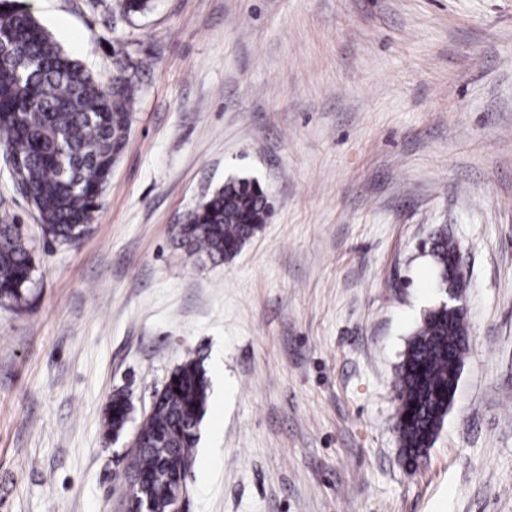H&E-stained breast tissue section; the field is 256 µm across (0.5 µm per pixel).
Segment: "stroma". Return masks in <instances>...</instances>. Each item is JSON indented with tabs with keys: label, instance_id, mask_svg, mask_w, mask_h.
Returning <instances> with one entry per match:
<instances>
[{
	"label": "stroma",
	"instance_id": "obj_1",
	"mask_svg": "<svg viewBox=\"0 0 512 512\" xmlns=\"http://www.w3.org/2000/svg\"><path fill=\"white\" fill-rule=\"evenodd\" d=\"M111 77L142 63L101 207L43 238L0 159V222L35 262L0 305V512H122L136 412L197 360L209 381L184 512H512V0H21ZM271 213L232 259L178 226L228 178ZM464 268L470 348L432 448L405 465L398 367ZM133 412V401L130 396L125 392L113 393L107 404L104 420L105 436L112 437V440L117 439L119 436L114 435L123 431L126 422ZM128 420V421H127Z\"/></svg>",
	"mask_w": 512,
	"mask_h": 512
}]
</instances>
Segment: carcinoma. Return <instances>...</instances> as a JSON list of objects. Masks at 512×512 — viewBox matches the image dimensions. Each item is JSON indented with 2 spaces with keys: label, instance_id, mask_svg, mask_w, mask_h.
Wrapping results in <instances>:
<instances>
[{
  "label": "carcinoma",
  "instance_id": "cac0c4a2",
  "mask_svg": "<svg viewBox=\"0 0 512 512\" xmlns=\"http://www.w3.org/2000/svg\"><path fill=\"white\" fill-rule=\"evenodd\" d=\"M130 17L151 8V0H120ZM0 151L21 157V180L41 220L44 238L75 243L100 208L112 165L125 147L138 92L140 65L118 60L107 80L91 75L64 52L38 19L15 3L0 4ZM268 215L262 186L238 178L206 197L186 218L179 235L189 253L214 262L234 257ZM430 248L439 271L456 248L438 228ZM34 261L20 224H0V304L27 302ZM469 346L468 336L448 314L434 308L408 343L400 364L397 400L410 421L397 427L409 459L430 448L448 413L453 364ZM209 383L190 359L178 365L154 402L138 438L137 474L152 512H170V493L186 479L180 451L194 448L205 413ZM133 412L124 392L113 393L104 420L105 436L123 431Z\"/></svg>",
  "mask_w": 512,
  "mask_h": 512
}]
</instances>
